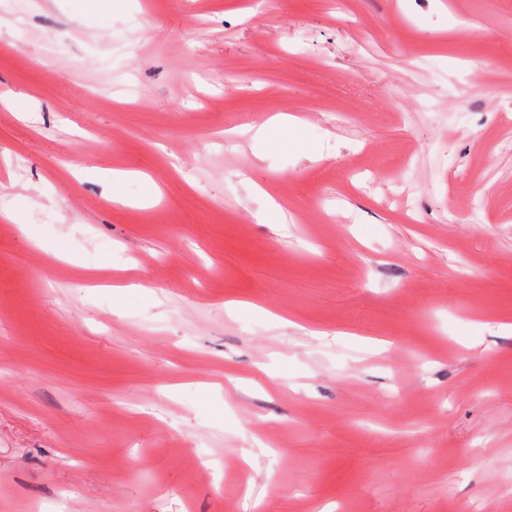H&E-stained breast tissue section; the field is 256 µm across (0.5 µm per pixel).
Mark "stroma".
Instances as JSON below:
<instances>
[{
	"mask_svg": "<svg viewBox=\"0 0 512 512\" xmlns=\"http://www.w3.org/2000/svg\"><path fill=\"white\" fill-rule=\"evenodd\" d=\"M80 2L0 30V512H512V0ZM43 206L37 200L22 192H16L11 195V199L4 207L0 205V217L3 220L18 223L24 212L35 207Z\"/></svg>",
	"mask_w": 512,
	"mask_h": 512,
	"instance_id": "stroma-1",
	"label": "stroma"
}]
</instances>
